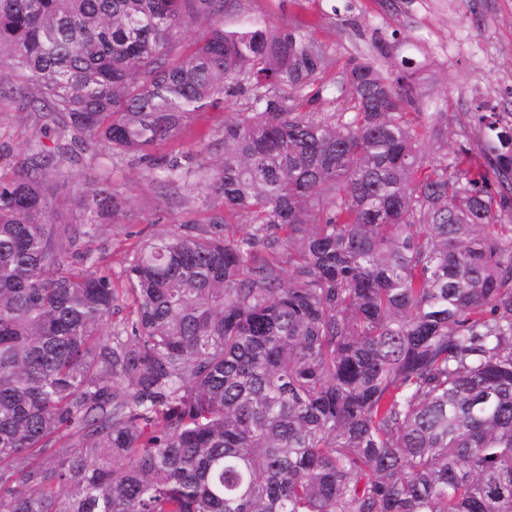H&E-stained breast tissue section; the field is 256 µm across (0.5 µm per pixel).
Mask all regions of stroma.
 Masks as SVG:
<instances>
[{
	"label": "stroma",
	"mask_w": 512,
	"mask_h": 512,
	"mask_svg": "<svg viewBox=\"0 0 512 512\" xmlns=\"http://www.w3.org/2000/svg\"><path fill=\"white\" fill-rule=\"evenodd\" d=\"M247 8L268 25L282 20L303 24L330 62L322 81L339 82L349 61L369 58L384 72L395 59L411 57L421 63L418 73L422 109L448 115L447 129H420L427 149L447 144L475 142L476 105L500 113L512 123V0H247ZM395 41L392 57L379 53L383 42ZM246 109L243 98H229L220 112H210L185 130L176 144L160 145V152L178 146L191 148L200 132L210 135L208 154L223 153L221 129L225 118ZM41 138L39 128L25 113L0 99V147L10 152L0 157V170H9L15 153L28 150ZM111 173L125 198V211L117 222H105L87 247L100 266L120 273L122 261L137 243L167 231L174 224H204L210 213L197 205H174L150 181L143 164L132 158H99L94 165L64 166L56 183V207L70 208L75 184H90Z\"/></svg>",
	"instance_id": "1"
}]
</instances>
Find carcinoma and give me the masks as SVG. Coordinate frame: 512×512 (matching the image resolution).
Returning <instances> with one entry per match:
<instances>
[{
	"label": "carcinoma",
	"instance_id": "carcinoma-1",
	"mask_svg": "<svg viewBox=\"0 0 512 512\" xmlns=\"http://www.w3.org/2000/svg\"><path fill=\"white\" fill-rule=\"evenodd\" d=\"M327 67L244 0H0L50 139L0 173V512H512V125L428 162L420 63ZM227 97L222 158L155 153ZM101 155L216 215L112 278V175L55 207Z\"/></svg>",
	"mask_w": 512,
	"mask_h": 512
}]
</instances>
